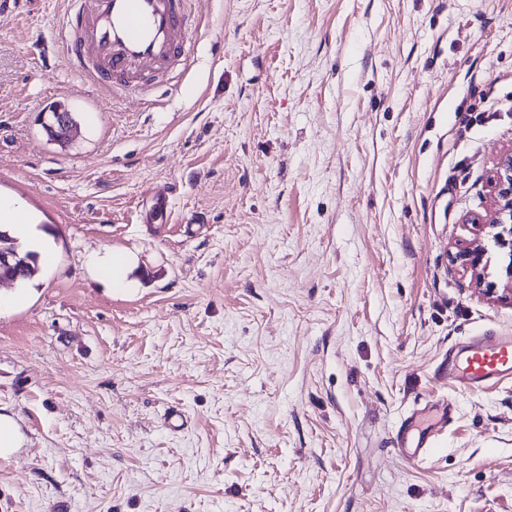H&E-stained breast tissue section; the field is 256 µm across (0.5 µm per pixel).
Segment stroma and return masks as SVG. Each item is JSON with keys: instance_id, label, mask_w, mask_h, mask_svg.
<instances>
[{"instance_id": "obj_1", "label": "stroma", "mask_w": 512, "mask_h": 512, "mask_svg": "<svg viewBox=\"0 0 512 512\" xmlns=\"http://www.w3.org/2000/svg\"><path fill=\"white\" fill-rule=\"evenodd\" d=\"M153 107L69 70L68 0L0 15V194L54 253L0 309V512H512V381L440 365L512 301L457 252L512 151V0H190ZM74 112L50 140L41 112ZM129 252L135 288L88 260ZM439 399L421 465L397 431Z\"/></svg>"}]
</instances>
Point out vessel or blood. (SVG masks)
<instances>
[{
	"label": "vessel or blood",
	"instance_id": "1",
	"mask_svg": "<svg viewBox=\"0 0 512 512\" xmlns=\"http://www.w3.org/2000/svg\"><path fill=\"white\" fill-rule=\"evenodd\" d=\"M57 33L67 65L106 97L136 96L148 68L190 60L187 0H69ZM446 371L462 392L512 379V336H473L451 346Z\"/></svg>",
	"mask_w": 512,
	"mask_h": 512
}]
</instances>
